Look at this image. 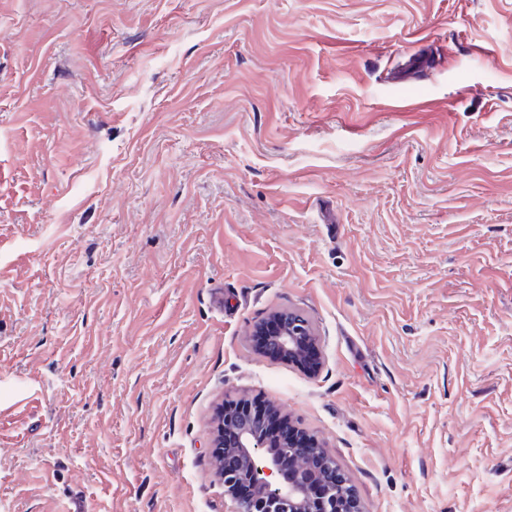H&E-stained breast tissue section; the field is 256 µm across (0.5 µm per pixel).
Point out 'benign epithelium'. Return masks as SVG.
Segmentation results:
<instances>
[{
  "mask_svg": "<svg viewBox=\"0 0 512 512\" xmlns=\"http://www.w3.org/2000/svg\"><path fill=\"white\" fill-rule=\"evenodd\" d=\"M279 323L270 339L265 356L280 359L288 357V363L314 372L318 365L306 358L305 346L314 336L309 319L297 310H279L272 314ZM229 422L236 431L233 446L224 447L223 438L212 441L217 448L219 460L218 477L224 484V496L236 504L235 512H337L339 501L353 495L347 483H336L334 474L326 471L325 488L321 496L313 499L308 494L309 463L314 457L333 460L316 444L310 448L300 447L288 438L272 441L266 434L267 423L260 412H237L231 403H224L216 411V429H224ZM295 468L296 477L288 484L280 481V466L283 460ZM251 484L258 493L242 499L236 489Z\"/></svg>",
  "mask_w": 512,
  "mask_h": 512,
  "instance_id": "1",
  "label": "benign epithelium"
}]
</instances>
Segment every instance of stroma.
Segmentation results:
<instances>
[{
  "mask_svg": "<svg viewBox=\"0 0 512 512\" xmlns=\"http://www.w3.org/2000/svg\"><path fill=\"white\" fill-rule=\"evenodd\" d=\"M229 397L512 512V0H0V512H233ZM272 320L279 323L271 336L265 356L280 359L288 356V364H294L307 371L315 372L319 364L313 365L306 358L305 346L315 336L309 319L297 310H279L272 315Z\"/></svg>",
  "mask_w": 512,
  "mask_h": 512,
  "instance_id": "1",
  "label": "stroma"
}]
</instances>
